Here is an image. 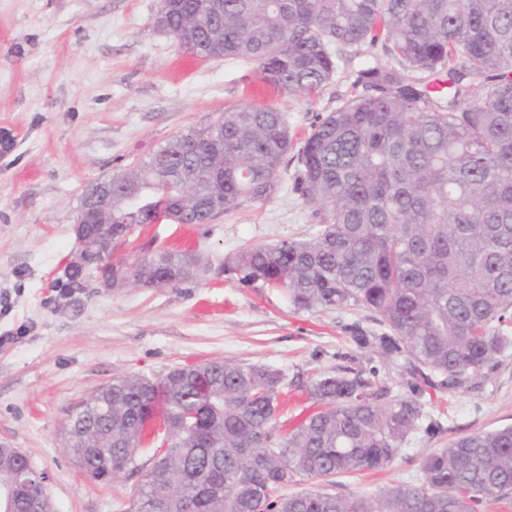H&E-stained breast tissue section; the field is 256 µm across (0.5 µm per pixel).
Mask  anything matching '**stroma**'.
<instances>
[{
  "instance_id": "stroma-1",
  "label": "stroma",
  "mask_w": 512,
  "mask_h": 512,
  "mask_svg": "<svg viewBox=\"0 0 512 512\" xmlns=\"http://www.w3.org/2000/svg\"><path fill=\"white\" fill-rule=\"evenodd\" d=\"M160 0H0V443L20 449L49 477L54 512H128L141 474L87 478L64 450L71 413L112 379L156 376L186 363L263 364L288 378L287 431L308 407L319 373L354 351L344 327L375 328L364 308L299 311L274 288L246 286L224 265L245 246L300 238L312 208L291 181L208 224H143L107 259L132 263L157 248L187 251L198 280L146 288H72L66 265L80 251L82 193L129 168L173 135L224 108L275 106L295 140L350 92L338 76L317 97L251 93L255 62L205 60L158 28ZM355 352V351H354ZM444 430L413 431L389 467L341 477L344 490L373 494L415 483L419 462L450 440L512 424V356L474 388L428 398Z\"/></svg>"
}]
</instances>
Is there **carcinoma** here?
Here are the masks:
<instances>
[{
    "label": "carcinoma",
    "instance_id": "obj_1",
    "mask_svg": "<svg viewBox=\"0 0 512 512\" xmlns=\"http://www.w3.org/2000/svg\"><path fill=\"white\" fill-rule=\"evenodd\" d=\"M200 0L160 4L156 25L206 59L258 64L290 96L313 97L339 63L379 48L386 65L350 72L351 94L317 116L298 148L293 190L315 230L246 247L228 269L285 293L296 310L362 307L349 341L399 369L397 396L375 368L339 366L307 394L317 410L277 431L286 374L261 364H184L118 377L85 403L69 454L98 476L166 445L130 512H483L512 494V425L456 437L420 461L422 480L375 495L336 477L380 470L416 429L443 431L424 397L486 377L512 349V0ZM287 113L229 107L112 175V239L164 206L173 224H208L282 184ZM134 281L201 277L195 255L134 259ZM325 487L283 495L297 476ZM28 477L14 512H31Z\"/></svg>",
    "mask_w": 512,
    "mask_h": 512
}]
</instances>
